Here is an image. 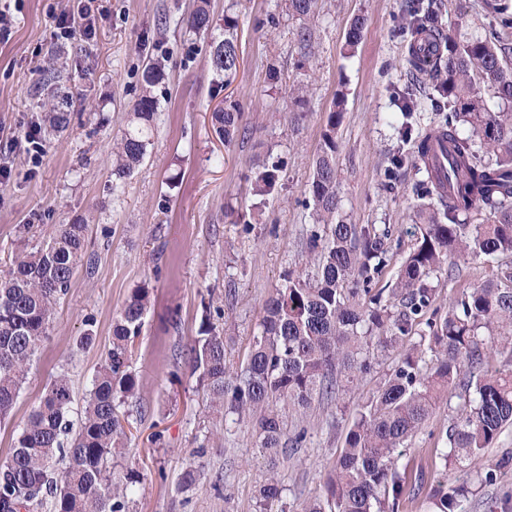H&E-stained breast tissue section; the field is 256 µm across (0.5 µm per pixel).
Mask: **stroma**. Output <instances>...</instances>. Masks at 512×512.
<instances>
[{
	"label": "stroma",
	"instance_id": "35a3bbf8",
	"mask_svg": "<svg viewBox=\"0 0 512 512\" xmlns=\"http://www.w3.org/2000/svg\"><path fill=\"white\" fill-rule=\"evenodd\" d=\"M196 0H100L96 36L56 40L53 17L76 12L77 0H0L12 17L11 35L0 41V269L15 249L35 245L52 226L87 224L91 266H79L57 305L48 338L33 358L10 417L0 423V464L31 407L55 376L68 374L74 390L72 416H79L101 357L112 339V318L132 289L148 285L151 308L137 339L131 367L139 395L124 409L126 455L116 473L134 469L130 512H259L257 490L276 475L281 495L270 512H301L323 495L358 406L376 394L397 363L390 351L373 363L352 402H313L306 415L288 411L287 431L307 428L295 451L270 462L253 446L250 427L233 416L209 413L192 376L188 344L212 303L213 323L225 338L229 372L244 364L265 300L284 274L303 266L313 224L309 185L336 97H344L336 130L339 175L337 219L389 230L388 266L380 285L392 287L415 242L418 222L414 185L425 176L412 145H400L404 119L397 98L411 81L406 66L410 31L400 17L405 0H320L312 25L315 55L304 59L296 33L303 19L288 0H211L213 24L204 35L189 32ZM366 18L356 48L345 43L351 19ZM236 20L240 65L224 79L210 63L224 37V19ZM160 60L164 77L152 89L158 102L148 155L131 175L112 173V140L127 124L139 99L142 71ZM55 67L58 89L42 88L43 68ZM309 83L304 102L294 87ZM239 103L243 127L231 145L212 132L211 115L225 100ZM69 112L68 129L44 137L39 163L17 146L26 130L53 105ZM399 166H392L393 154ZM275 168L276 190L255 195L256 167ZM395 167L394 187L385 171ZM463 278L438 274L433 284L441 306L467 287L494 278L497 261L465 263ZM92 330L93 344L76 340ZM449 397L411 440L400 468L423 479L418 494L399 512H431L429 495L442 480L468 482L467 512H512V429L487 449L474 467L443 466V447L456 415ZM206 446L197 456L198 446ZM196 470L197 481L182 476ZM493 471V484L481 477Z\"/></svg>",
	"mask_w": 512,
	"mask_h": 512
}]
</instances>
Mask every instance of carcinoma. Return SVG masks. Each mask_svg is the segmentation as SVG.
<instances>
[{
	"instance_id": "1",
	"label": "carcinoma",
	"mask_w": 512,
	"mask_h": 512,
	"mask_svg": "<svg viewBox=\"0 0 512 512\" xmlns=\"http://www.w3.org/2000/svg\"><path fill=\"white\" fill-rule=\"evenodd\" d=\"M465 0L455 6V34L438 24L436 0H406L405 29L424 32L434 46H444L419 61L407 58L416 73L412 87L399 98L407 115L421 105L420 86L436 92L435 106L444 113L438 128L448 139V169L430 171L415 189L428 199L418 214L420 235L397 273L395 287L378 288L387 266L384 239L373 225L336 221L338 173L336 128L344 100L336 99L310 184L316 224L309 236L307 262L316 272H290L263 306L244 367L234 381L226 379L224 335L211 322H202L190 347L191 374L207 396L210 412H229L251 426L254 447L270 460L288 454L306 436L286 435L282 411L306 409L316 399L331 401L353 394L370 371L375 352L400 349L397 365L386 375L373 399L357 411L344 447L328 474L324 497L308 501L303 512H399L414 488L399 470L402 449L447 401L459 391L462 403L449 429L443 465L464 468L480 460L500 435L512 428V369L487 372L492 355L512 354V268L472 288H464L440 313L431 275L448 266L459 271L457 260L480 256L512 257V16L504 0H484L498 16L502 32L479 37L469 27ZM318 0H288L292 14L315 16ZM213 20L208 0L187 20L194 34L208 31ZM365 18L354 17L345 33L355 47ZM305 57L314 55L315 31L297 32ZM211 66L225 78L237 73V23L224 18V39L211 51ZM163 78L160 65L146 64L145 93L137 100L126 129L112 147L113 174L124 178L144 162L154 116L158 109L150 88ZM498 100V110L486 98ZM241 109L231 99L212 112V127L229 144L241 127ZM42 122L61 133L70 113L47 112ZM468 126L472 135H461ZM402 142H413L417 162L427 165L429 136H412L404 123ZM448 192H443V182ZM278 182L275 169L255 171L253 191L271 194ZM482 216L468 223L471 214ZM86 224H59L38 245L13 255L0 273V422L11 413L31 362L47 338L57 303L71 288L75 270L86 256ZM151 302L145 285L132 290L112 322V344L92 378L78 427L69 414L73 389L61 373L32 407L0 465V512H41L46 499L53 512H130L128 488L135 483L131 468L115 477L109 468L126 450V400L136 397L139 383L131 369L132 348L140 337ZM426 325L427 330L419 329ZM496 333L487 346L481 330ZM419 336L413 344L407 340ZM281 493L271 476L260 486L259 505ZM468 488L438 483L430 499L434 512H465L462 499Z\"/></svg>"
}]
</instances>
